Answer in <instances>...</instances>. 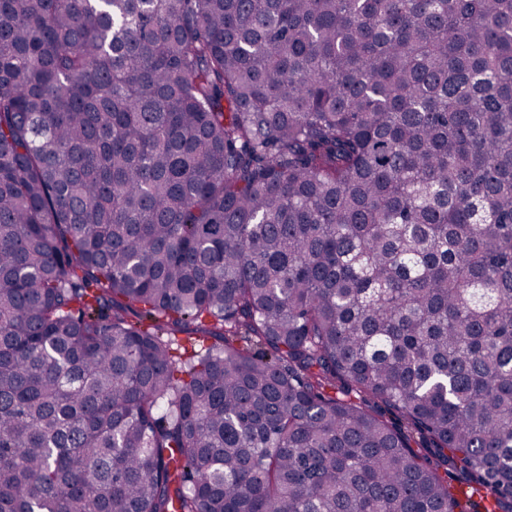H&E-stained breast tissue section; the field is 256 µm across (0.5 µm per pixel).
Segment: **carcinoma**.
<instances>
[{"label":"carcinoma","instance_id":"obj_1","mask_svg":"<svg viewBox=\"0 0 512 512\" xmlns=\"http://www.w3.org/2000/svg\"><path fill=\"white\" fill-rule=\"evenodd\" d=\"M0 512H512V0H0Z\"/></svg>","mask_w":512,"mask_h":512}]
</instances>
